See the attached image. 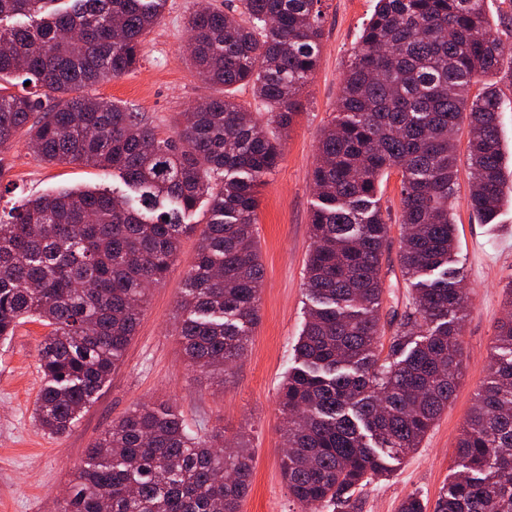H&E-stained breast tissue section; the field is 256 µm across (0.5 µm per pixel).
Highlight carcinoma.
<instances>
[{"label":"carcinoma","instance_id":"cac0c4a2","mask_svg":"<svg viewBox=\"0 0 512 512\" xmlns=\"http://www.w3.org/2000/svg\"><path fill=\"white\" fill-rule=\"evenodd\" d=\"M321 0H240L188 18V60L226 90L159 135L88 93L141 60L166 0H0V81L23 77L44 96L0 87V149L16 134L50 164L117 171L129 193L91 189L0 207V339L23 318L51 327L39 349L35 417L62 436L119 368L147 302L166 278L183 223L208 198L209 219L177 304L183 356L224 374L259 319L264 279L257 188L281 159V136L317 68ZM512 46L492 35L484 0H376L348 61L336 116L322 130L318 203L305 271L311 305L279 394L281 473L302 512L345 504L415 452L462 377L467 295L454 267L455 132L467 124L470 204L493 221L512 193L491 85ZM248 84L266 127L229 93ZM401 172V271L412 311L382 355V256L389 233L378 178ZM487 382L457 442L433 512H512V317L497 327ZM247 442L200 436L174 411L143 404L86 450L59 512H240L251 486ZM406 496L398 512H427Z\"/></svg>","mask_w":512,"mask_h":512}]
</instances>
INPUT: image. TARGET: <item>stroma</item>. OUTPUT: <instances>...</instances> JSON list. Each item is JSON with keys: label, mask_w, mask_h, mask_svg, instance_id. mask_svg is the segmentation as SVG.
I'll list each match as a JSON object with an SVG mask.
<instances>
[{"label": "stroma", "mask_w": 512, "mask_h": 512, "mask_svg": "<svg viewBox=\"0 0 512 512\" xmlns=\"http://www.w3.org/2000/svg\"><path fill=\"white\" fill-rule=\"evenodd\" d=\"M236 12L239 0H167L158 23L146 33L137 69L100 82L91 92L141 113L168 135L177 113L223 95L204 83L187 60V18L202 6ZM375 0H322L323 41L316 72L300 97V112L283 141L278 167L259 189L258 233L265 277L259 321L247 350L225 377L188 368L175 333L176 303L197 239L183 238L165 280L150 289L136 335L120 368L67 434L51 436L34 420L43 384L38 352L49 329L23 320L0 340V512H56L86 448L112 421L142 403L172 406L199 435L214 428L226 438L245 437L252 449L251 488L241 512H298L280 470L283 420L280 385L295 364V346L309 303L305 262L312 247L310 215L315 204L313 170L321 132L333 119L343 74L359 46ZM468 131L457 134L459 179L452 200L456 266L467 294L463 312V376L453 400L420 448L395 464L390 476L354 494L346 512H397L416 492L435 501L448 481L457 439L479 389L488 379L496 328L508 311L505 287L512 282V206L495 223L482 222L469 203ZM11 169L0 196L17 199L65 189H122L118 176L81 164L51 165L30 150L23 135L0 150ZM401 173L389 169L379 183L380 204L390 231L382 256L384 293L381 341L389 343L409 310L412 288L403 275Z\"/></svg>", "instance_id": "stroma-1"}]
</instances>
